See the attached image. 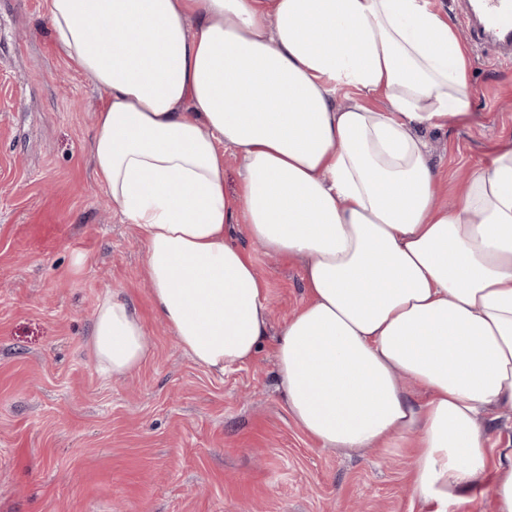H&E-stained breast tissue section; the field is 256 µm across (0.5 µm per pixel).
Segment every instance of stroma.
Returning <instances> with one entry per match:
<instances>
[{"instance_id": "1", "label": "stroma", "mask_w": 512, "mask_h": 512, "mask_svg": "<svg viewBox=\"0 0 512 512\" xmlns=\"http://www.w3.org/2000/svg\"><path fill=\"white\" fill-rule=\"evenodd\" d=\"M470 118L427 132L452 201L512 144V65L471 53ZM101 96L59 52L44 0H0V512H421L411 450L321 447L289 415L274 342L308 299L304 264L232 234L263 275L268 336L216 374L153 310L136 231L89 155ZM152 341L108 379L89 348L107 293Z\"/></svg>"}]
</instances>
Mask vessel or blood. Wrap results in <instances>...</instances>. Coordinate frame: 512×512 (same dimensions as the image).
Instances as JSON below:
<instances>
[{"instance_id":"b4317fda","label":"vessel or blood","mask_w":512,"mask_h":512,"mask_svg":"<svg viewBox=\"0 0 512 512\" xmlns=\"http://www.w3.org/2000/svg\"><path fill=\"white\" fill-rule=\"evenodd\" d=\"M460 14L473 44L512 61V0H461Z\"/></svg>"}]
</instances>
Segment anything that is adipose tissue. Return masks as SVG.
I'll return each instance as SVG.
<instances>
[{
	"instance_id": "obj_1",
	"label": "adipose tissue",
	"mask_w": 512,
	"mask_h": 512,
	"mask_svg": "<svg viewBox=\"0 0 512 512\" xmlns=\"http://www.w3.org/2000/svg\"><path fill=\"white\" fill-rule=\"evenodd\" d=\"M59 52L102 91L97 182L144 246L154 309L216 372L267 335V288L225 234L306 262L275 342L288 411L321 446L412 440L425 512L491 493L512 512V146L438 204L426 131L468 117L466 48L429 0H46ZM353 92L351 104L338 94ZM380 95L386 107L367 106ZM241 164L224 191V155ZM91 350L121 377L151 341L119 296ZM494 413L496 415H499V418L495 422V428L491 434V440L487 448L488 461L489 464L492 465L496 461V449L490 447H495V443L497 440H500L501 442H506L507 440L512 439V419L509 417L507 413Z\"/></svg>"
}]
</instances>
